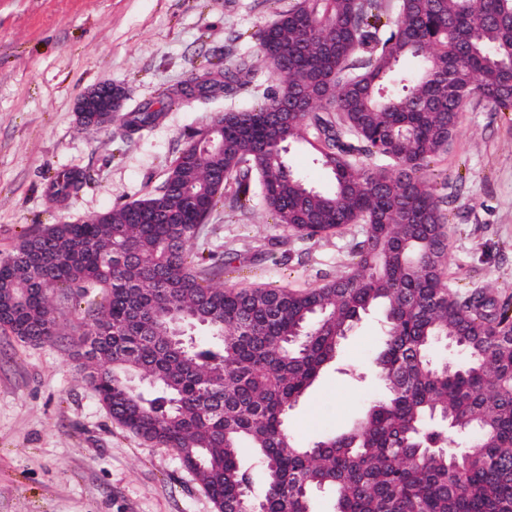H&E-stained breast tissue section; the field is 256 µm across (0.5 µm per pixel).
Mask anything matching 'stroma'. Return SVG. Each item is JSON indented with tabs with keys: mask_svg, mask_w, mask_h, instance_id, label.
<instances>
[{
	"mask_svg": "<svg viewBox=\"0 0 512 512\" xmlns=\"http://www.w3.org/2000/svg\"><path fill=\"white\" fill-rule=\"evenodd\" d=\"M296 0H0V260L22 238L79 222L153 192L186 132L263 101L268 75L241 93L166 112L152 130L85 129L76 105L94 86L124 88L125 111L186 83L209 62L261 64L254 32ZM79 169L91 180L64 204L49 179ZM450 222L443 282L458 299L512 306V112L466 101L447 149L423 172ZM367 226L310 239L275 224L261 204L221 208L193 238L195 253L232 257L211 285L305 291L356 272ZM95 292L52 295L60 333L32 344L0 329V512H216L178 453L112 419L83 370L78 339ZM374 311L288 416L309 444L360 419L383 392Z\"/></svg>",
	"mask_w": 512,
	"mask_h": 512,
	"instance_id": "35a3bbf8",
	"label": "stroma"
}]
</instances>
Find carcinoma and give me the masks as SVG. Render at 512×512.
<instances>
[{"label": "carcinoma", "mask_w": 512, "mask_h": 512, "mask_svg": "<svg viewBox=\"0 0 512 512\" xmlns=\"http://www.w3.org/2000/svg\"><path fill=\"white\" fill-rule=\"evenodd\" d=\"M390 30L381 0H297L256 34L276 90L249 109L226 112L185 144L155 192L76 223L26 236L0 261V328L27 343L59 331L50 295L98 288L91 330L81 340L88 373L112 418L173 448L217 512H512V314L483 298L464 302L442 282L446 216L420 172L453 138L472 96L512 112V0H399ZM418 60L416 75L399 69ZM248 59L214 65L104 123L128 135L155 127L194 99L232 96L252 85ZM312 105L285 125L273 111L310 87ZM224 142V147L214 146ZM312 151L330 177L309 186L287 147ZM393 159V173L358 171L354 154ZM257 179L275 223L307 237L369 219L354 252L358 277L303 292L215 288L221 265L187 243L231 186L241 208ZM68 170L50 184L64 202L86 184ZM384 308L376 366L385 396L355 427L306 446L286 417L341 340L371 308ZM209 339L185 346L175 326ZM446 341L464 362L440 367ZM152 381L130 388L131 377ZM477 435L458 467L448 428ZM251 450L263 483L254 487L241 454Z\"/></svg>", "instance_id": "carcinoma-1"}]
</instances>
